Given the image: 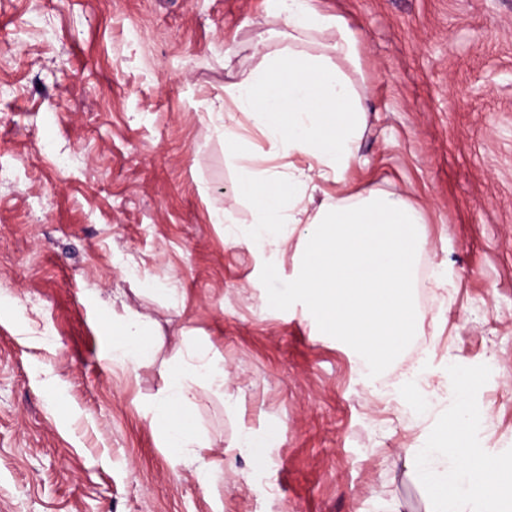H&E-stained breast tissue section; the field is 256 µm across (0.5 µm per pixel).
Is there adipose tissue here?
I'll return each instance as SVG.
<instances>
[{
    "instance_id": "obj_1",
    "label": "adipose tissue",
    "mask_w": 512,
    "mask_h": 512,
    "mask_svg": "<svg viewBox=\"0 0 512 512\" xmlns=\"http://www.w3.org/2000/svg\"><path fill=\"white\" fill-rule=\"evenodd\" d=\"M290 34L286 47L263 54L255 69L224 87V110L244 116L276 151L307 158L287 173L266 169L247 143L237 142L239 178L234 195L252 205V241L280 247L289 224H315L303 252L298 278L288 296L300 297L326 334L341 337L376 372L389 369L411 336L421 330L414 294L415 257L420 248V206L375 189L351 192L347 175L359 161L367 109L359 41L348 18L318 10L312 0H278ZM336 185L334 202L316 214L305 205L319 182ZM148 318L135 314L113 332L110 358L136 364L154 352ZM179 362L148 413L164 447L197 464L200 476L213 470L206 461L208 440L173 416L192 408L197 387L216 392L226 385L224 367L204 347L178 350ZM484 417L460 403L443 427L414 457L427 488L431 512H484L512 488V464L470 448L466 437Z\"/></svg>"
}]
</instances>
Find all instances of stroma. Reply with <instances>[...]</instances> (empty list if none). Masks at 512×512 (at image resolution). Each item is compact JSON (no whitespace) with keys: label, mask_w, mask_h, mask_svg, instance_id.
<instances>
[{"label":"stroma","mask_w":512,"mask_h":512,"mask_svg":"<svg viewBox=\"0 0 512 512\" xmlns=\"http://www.w3.org/2000/svg\"><path fill=\"white\" fill-rule=\"evenodd\" d=\"M314 3L360 40L350 189L425 218L423 330L379 377L273 296L308 225L250 244L232 192L218 115L253 43H288L269 0H0V512H428L408 453L462 398L485 413L470 447L512 461V0ZM132 312L162 343L123 366L110 336ZM185 339L229 374L176 413L222 465L206 482L146 413ZM247 432L272 436L261 456Z\"/></svg>","instance_id":"stroma-1"}]
</instances>
